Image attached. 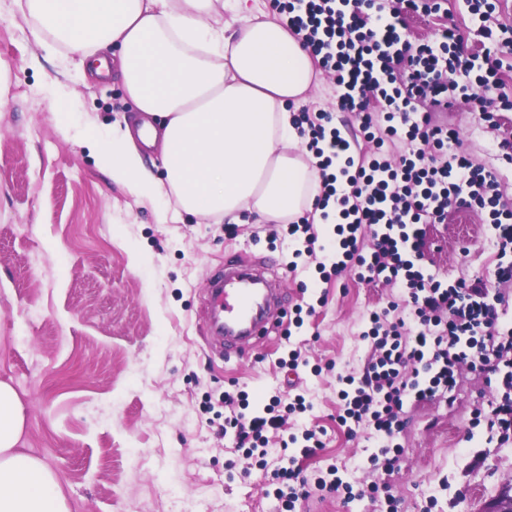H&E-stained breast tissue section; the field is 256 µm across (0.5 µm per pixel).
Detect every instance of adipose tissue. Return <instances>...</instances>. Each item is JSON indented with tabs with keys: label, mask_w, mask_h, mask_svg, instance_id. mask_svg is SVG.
<instances>
[{
	"label": "adipose tissue",
	"mask_w": 512,
	"mask_h": 512,
	"mask_svg": "<svg viewBox=\"0 0 512 512\" xmlns=\"http://www.w3.org/2000/svg\"><path fill=\"white\" fill-rule=\"evenodd\" d=\"M259 0H25L36 45L64 42L77 66L117 78L144 122L96 141L113 182L138 200L173 196L186 214L235 224L296 220L318 192L291 106L316 80L308 51ZM231 14L218 20L219 9ZM158 149L163 176L143 157ZM24 417L0 382V512H69L55 474L19 442Z\"/></svg>",
	"instance_id": "ef3b65f1"
}]
</instances>
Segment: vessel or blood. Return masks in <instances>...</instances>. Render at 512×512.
Segmentation results:
<instances>
[{"mask_svg":"<svg viewBox=\"0 0 512 512\" xmlns=\"http://www.w3.org/2000/svg\"><path fill=\"white\" fill-rule=\"evenodd\" d=\"M266 259L216 270L208 279L205 330L212 348L235 342L257 348L291 310L282 306L274 283L262 271Z\"/></svg>","mask_w":512,"mask_h":512,"instance_id":"1","label":"vessel or blood"}]
</instances>
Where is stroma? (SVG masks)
Instances as JSON below:
<instances>
[{
    "label": "stroma",
    "mask_w": 512,
    "mask_h": 512,
    "mask_svg": "<svg viewBox=\"0 0 512 512\" xmlns=\"http://www.w3.org/2000/svg\"><path fill=\"white\" fill-rule=\"evenodd\" d=\"M440 5L406 17L411 42L440 40L454 27L466 56L495 52L464 0ZM32 24L18 0H0V382L23 407L21 448L55 474L70 512H285L272 474L290 462L284 440L313 427L324 446L298 458L307 477L333 468L344 488L388 485L398 512H483L512 484V442L471 422L493 391L468 373L451 401L405 405L399 466L390 475L373 470L377 441L349 438L336 419V376L361 371L370 313L407 298L406 289L351 273L322 282L317 257H294L278 225L250 214L228 233L186 215L173 220V198L137 201L76 143L135 119L119 83L77 81L65 50L48 56L33 43ZM304 106L333 113L343 136L357 129L351 113L337 111L330 79ZM498 118L490 128L464 98L457 111L436 115L512 198V165L495 150L512 140V111ZM261 256L275 260L294 302L314 303L315 312L292 334L272 333L265 352L224 359L203 333V286L225 261ZM420 266L450 285L479 279L496 290L487 211L458 206L428 225ZM292 347L307 361L294 378L278 364ZM228 390L246 392L254 406L290 394L310 403L270 437L267 468L216 435ZM344 488L312 495L304 512H379V503L347 499Z\"/></svg>",
    "instance_id": "stroma-1"
}]
</instances>
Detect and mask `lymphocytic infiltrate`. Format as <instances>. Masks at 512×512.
Listing matches in <instances>:
<instances>
[{
  "label": "lymphocytic infiltrate",
  "instance_id": "lymphocytic-infiltrate-1",
  "mask_svg": "<svg viewBox=\"0 0 512 512\" xmlns=\"http://www.w3.org/2000/svg\"><path fill=\"white\" fill-rule=\"evenodd\" d=\"M272 6L333 78L337 108L355 113L360 133L375 146L371 156L353 159L331 113L305 110L292 117L319 172L314 207L338 219L340 241L331 245L330 268L320 278L327 282L347 271L369 282L381 278L406 288L411 304L404 312L394 301L370 314L362 372L337 377L339 424L349 436L378 439L381 448L370 461L394 472L400 448L393 439L405 400L446 397L466 367L501 394L490 409H474V422L512 437V336L501 331L486 284L448 286L418 266L426 225L442 223L456 203L488 207L500 253L512 251V199L499 190L495 173L463 150L454 129L432 122L433 113L453 111L465 96L482 107L483 121L497 127L488 105L512 110L499 77L502 59L474 63L451 28L435 43L414 47L404 40L405 14L438 12L439 0H272ZM398 141L403 147L397 151ZM223 403L224 430L237 447L266 456L269 434L283 425L275 412L278 397L254 412L241 393H225ZM273 476L287 490L289 512L312 491L340 487L336 479L308 484L295 467Z\"/></svg>",
  "mask_w": 512,
  "mask_h": 512
}]
</instances>
